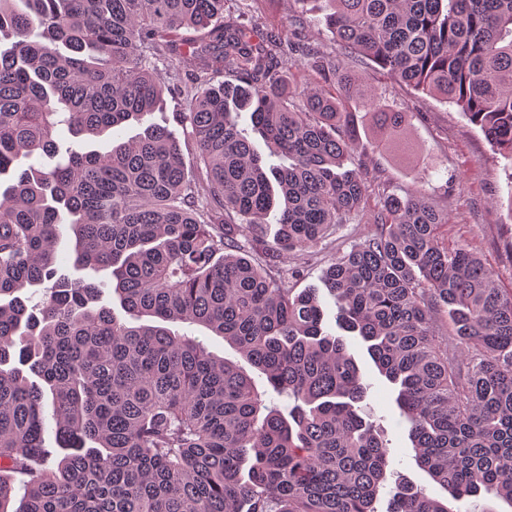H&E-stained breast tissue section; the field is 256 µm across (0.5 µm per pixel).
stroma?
<instances>
[{
	"label": "stroma",
	"mask_w": 512,
	"mask_h": 512,
	"mask_svg": "<svg viewBox=\"0 0 512 512\" xmlns=\"http://www.w3.org/2000/svg\"><path fill=\"white\" fill-rule=\"evenodd\" d=\"M227 11L242 16L246 24L272 31L288 43H301L311 52L340 61L360 77L375 98L404 113L403 131L378 150L363 147L375 136L370 115L359 112L360 144L352 154L353 164H364L368 180L386 192L401 196L425 193L446 219L442 228L446 243L468 245L480 257L497 286L512 290V211L508 203L504 158L495 151L480 129L457 107L375 72L371 62L344 51L314 12H302L297 0H227ZM158 70L168 89L162 111L152 122L174 126L175 113L185 111L193 93L190 61L166 57ZM375 200L346 224L331 227L315 246L285 254L281 265L301 270L292 281L295 290L317 287L324 269L336 256L349 252L373 229ZM357 356L369 386L366 411L378 424L389 447V472L402 475L436 497L443 490L418 468L408 437V424L394 402L395 389L369 359L364 346Z\"/></svg>",
	"instance_id": "35a3bbf8"
}]
</instances>
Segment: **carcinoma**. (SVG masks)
Instances as JSON below:
<instances>
[{
	"label": "carcinoma",
	"mask_w": 512,
	"mask_h": 512,
	"mask_svg": "<svg viewBox=\"0 0 512 512\" xmlns=\"http://www.w3.org/2000/svg\"><path fill=\"white\" fill-rule=\"evenodd\" d=\"M311 1L343 47L457 106L512 191V0ZM224 2L0 0V512H379L388 451L361 416L352 338L397 386L417 466L456 501L512 506V292L442 242L422 194L385 196L371 234L326 269L343 334L324 330L319 289L288 287L298 271L266 272L376 190L345 168L359 137L344 98L386 130L405 119L324 56L309 64L336 93L289 102L295 46L255 40ZM171 52L195 68L176 122L204 170L188 175L176 133L153 123L105 151L74 146L155 112L154 57ZM271 216L273 247L258 234ZM62 224L74 269L110 272L124 317L59 273ZM247 231L263 266L239 255ZM34 286L46 293L30 306ZM176 322L224 337L266 389ZM386 512L452 510L401 479Z\"/></svg>",
	"instance_id": "obj_1"
}]
</instances>
